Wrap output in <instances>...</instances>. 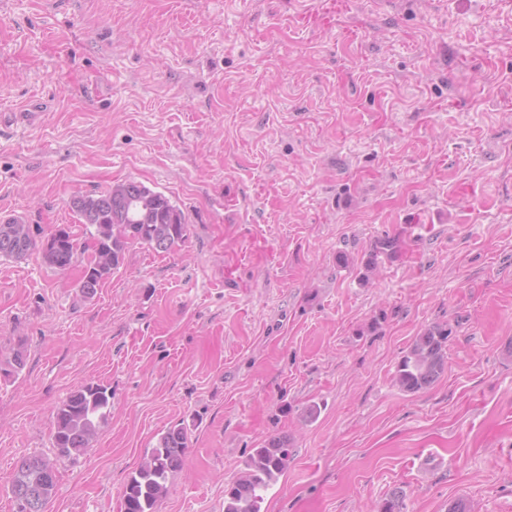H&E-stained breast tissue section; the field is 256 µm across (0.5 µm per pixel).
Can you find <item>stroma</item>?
<instances>
[{
  "label": "stroma",
  "instance_id": "1",
  "mask_svg": "<svg viewBox=\"0 0 512 512\" xmlns=\"http://www.w3.org/2000/svg\"><path fill=\"white\" fill-rule=\"evenodd\" d=\"M134 180L184 212L90 300L70 201ZM0 512L54 457L53 412L112 393L46 512H120L147 449L187 430L157 512H224L255 448L293 456L261 512H512V0H0ZM398 250L378 252L379 240ZM448 364L394 381L428 327ZM320 407L317 419L306 408ZM0 221V257L20 260L36 248L29 224H25L18 217L1 218ZM8 221H15L17 224L2 223ZM79 242L69 228H59L42 245L46 261L56 269H69L77 258ZM448 337V328L442 325H433L416 337L397 365L396 382L401 391L424 390L444 373Z\"/></svg>",
  "mask_w": 512,
  "mask_h": 512
}]
</instances>
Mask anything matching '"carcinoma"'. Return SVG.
<instances>
[{
  "label": "carcinoma",
  "instance_id": "cac0c4a2",
  "mask_svg": "<svg viewBox=\"0 0 512 512\" xmlns=\"http://www.w3.org/2000/svg\"><path fill=\"white\" fill-rule=\"evenodd\" d=\"M79 223L91 227V255L79 281L86 299L112 276L123 261L127 245L138 242L166 253L184 242L187 224L181 209L164 193L140 182L125 181L95 195L72 199ZM36 248L27 224L0 222V257L20 260ZM79 242L70 229H57L42 245L46 261L65 271L77 258ZM448 328L433 325L416 337L400 358L396 382L401 391L416 393L430 387L447 366ZM112 394L101 385H86L72 392L55 410L53 447L57 460L79 455L110 412ZM187 448L184 428L174 427L160 436L144 462L130 476L123 495V512H156L173 474L182 466ZM292 451L285 437H272L254 450L244 472L224 490V512H260L263 493L288 469ZM56 463L40 455L21 457L15 466L11 494L36 485L41 499L35 512L45 506L56 487Z\"/></svg>",
  "mask_w": 512,
  "mask_h": 512
}]
</instances>
